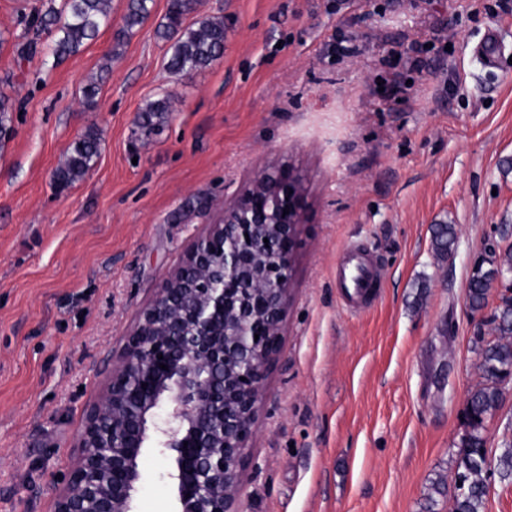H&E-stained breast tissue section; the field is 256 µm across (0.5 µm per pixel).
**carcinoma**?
Here are the masks:
<instances>
[{"label":"carcinoma","instance_id":"cac0c4a2","mask_svg":"<svg viewBox=\"0 0 512 512\" xmlns=\"http://www.w3.org/2000/svg\"><path fill=\"white\" fill-rule=\"evenodd\" d=\"M151 0H128L123 26L116 33L121 44L136 27L150 15ZM200 6V0H169L165 21L157 27V36L172 42L167 69L175 74H185L208 67L224 51V19L203 18L197 26L182 27L185 17ZM110 0H65L64 9L58 11L50 5L33 14L32 28L40 33L54 34L52 54L63 60L78 53L80 47L98 34L100 27L109 20ZM13 111L10 98L0 95V139L11 132L9 112ZM170 99L163 96L146 102L140 109L137 132L144 138L159 129L167 113ZM99 135L90 130L75 140L69 149L66 164L54 173L56 185L62 189L80 180L90 169L98 155ZM434 251L445 257L451 254L457 242L452 224H435L431 229ZM512 274V251L490 267L480 271V276L469 288L470 309L477 311L485 305L484 285L502 274ZM495 332L499 340L480 347L483 381L470 393L467 420L469 431L462 438L457 459V487L464 492L457 494L455 506L460 512H482L487 495L488 480L497 474L512 477V446L492 461L486 451L485 422L494 415L503 401L504 374L512 369V300L503 301L494 316Z\"/></svg>","mask_w":512,"mask_h":512}]
</instances>
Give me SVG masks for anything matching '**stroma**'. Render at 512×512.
I'll return each mask as SVG.
<instances>
[{"instance_id":"35a3bbf8","label":"stroma","mask_w":512,"mask_h":512,"mask_svg":"<svg viewBox=\"0 0 512 512\" xmlns=\"http://www.w3.org/2000/svg\"><path fill=\"white\" fill-rule=\"evenodd\" d=\"M126 3L58 63L46 36L18 56L49 0H0V92L15 107L0 141V512H54L113 353L268 166L302 179L305 222L242 512H451L481 381L473 340H495L500 303L473 313L467 284L512 250V0H201L188 20L223 18L224 52L180 77L156 35L168 0L118 46ZM163 95L166 123L137 137L139 108ZM90 128L93 166L58 189ZM443 223L457 245L440 258ZM352 250L385 272L357 311L336 282ZM486 435L490 456L512 446V383ZM166 469L145 455L138 512H172ZM431 232V241L434 251L442 257L451 254L457 242L454 225L435 224L432 226Z\"/></svg>"}]
</instances>
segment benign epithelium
Masks as SVG:
<instances>
[{
	"label": "benign epithelium",
	"mask_w": 512,
	"mask_h": 512,
	"mask_svg": "<svg viewBox=\"0 0 512 512\" xmlns=\"http://www.w3.org/2000/svg\"><path fill=\"white\" fill-rule=\"evenodd\" d=\"M302 222L303 190L291 171L263 170L224 204L221 221L189 246L112 359L55 512H137L147 448L168 463L175 512H240ZM486 288L511 296L512 277Z\"/></svg>",
	"instance_id": "benign-epithelium-1"
}]
</instances>
